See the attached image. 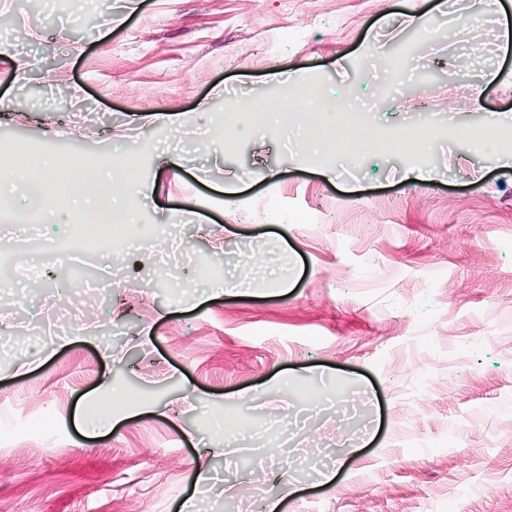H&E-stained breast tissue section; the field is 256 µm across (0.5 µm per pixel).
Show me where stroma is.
<instances>
[{
  "label": "stroma",
  "mask_w": 512,
  "mask_h": 512,
  "mask_svg": "<svg viewBox=\"0 0 512 512\" xmlns=\"http://www.w3.org/2000/svg\"><path fill=\"white\" fill-rule=\"evenodd\" d=\"M474 2L0 0V101L30 104L0 171L111 156L169 242L64 296L37 252L83 214L0 231L30 249L0 263V512H512V140L474 146L512 115V0ZM295 84L365 109L363 144L345 113L321 157L293 121L224 129Z\"/></svg>",
  "instance_id": "35a3bbf8"
}]
</instances>
